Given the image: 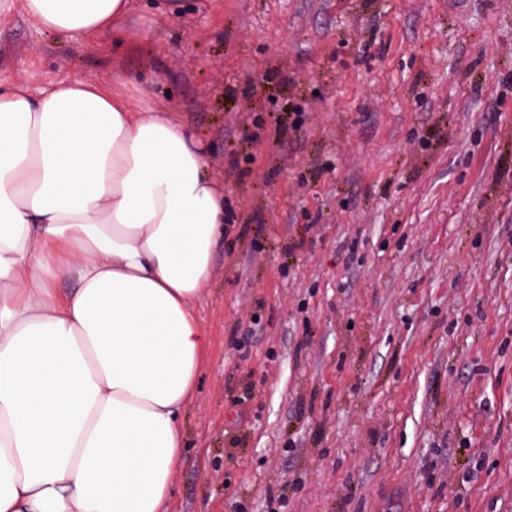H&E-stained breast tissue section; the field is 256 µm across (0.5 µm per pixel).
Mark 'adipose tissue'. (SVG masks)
I'll list each match as a JSON object with an SVG mask.
<instances>
[{
	"label": "adipose tissue",
	"instance_id": "adipose-tissue-1",
	"mask_svg": "<svg viewBox=\"0 0 512 512\" xmlns=\"http://www.w3.org/2000/svg\"><path fill=\"white\" fill-rule=\"evenodd\" d=\"M129 2L23 10L88 41ZM120 83L0 87V512H164L172 494L224 191L192 134Z\"/></svg>",
	"mask_w": 512,
	"mask_h": 512
}]
</instances>
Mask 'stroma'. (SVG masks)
I'll list each match as a JSON object with an SVG mask.
<instances>
[{"label":"stroma","instance_id":"obj_1","mask_svg":"<svg viewBox=\"0 0 512 512\" xmlns=\"http://www.w3.org/2000/svg\"><path fill=\"white\" fill-rule=\"evenodd\" d=\"M132 0L0 17V82H98L233 218L167 512H512V0ZM131 0H23V10L44 32L90 41L124 16Z\"/></svg>","mask_w":512,"mask_h":512}]
</instances>
